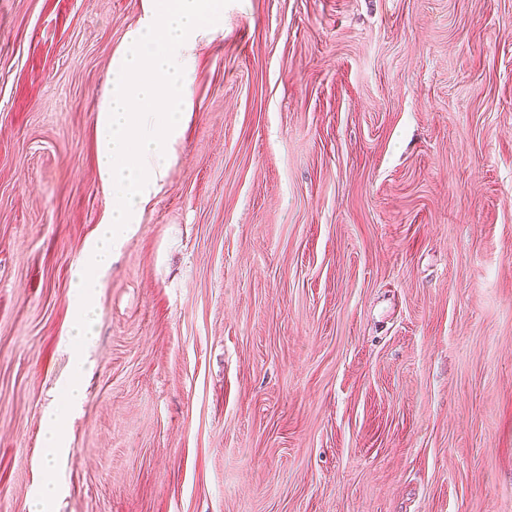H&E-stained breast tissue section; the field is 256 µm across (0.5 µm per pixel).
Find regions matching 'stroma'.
Returning a JSON list of instances; mask_svg holds the SVG:
<instances>
[{
	"label": "stroma",
	"instance_id": "35a3bbf8",
	"mask_svg": "<svg viewBox=\"0 0 512 512\" xmlns=\"http://www.w3.org/2000/svg\"><path fill=\"white\" fill-rule=\"evenodd\" d=\"M144 0H0V512H29ZM101 288L53 512H512V0H232Z\"/></svg>",
	"mask_w": 512,
	"mask_h": 512
}]
</instances>
